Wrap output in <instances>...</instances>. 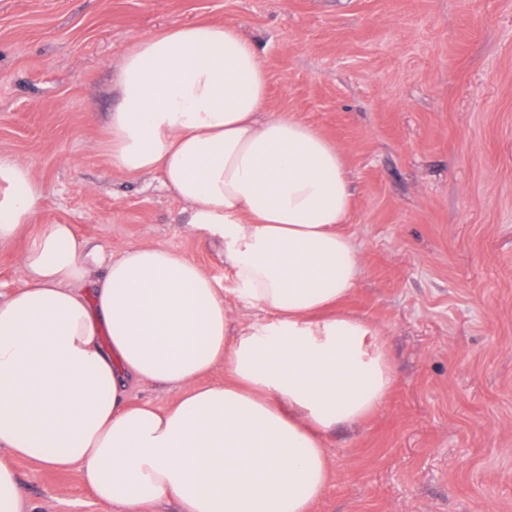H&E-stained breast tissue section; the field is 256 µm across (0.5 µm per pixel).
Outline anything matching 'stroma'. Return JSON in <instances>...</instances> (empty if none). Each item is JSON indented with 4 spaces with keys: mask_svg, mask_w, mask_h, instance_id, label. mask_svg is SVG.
Masks as SVG:
<instances>
[{
    "mask_svg": "<svg viewBox=\"0 0 512 512\" xmlns=\"http://www.w3.org/2000/svg\"><path fill=\"white\" fill-rule=\"evenodd\" d=\"M199 21L253 43L268 109L335 143L354 186L347 307L396 376L328 437L313 512H512V0H0V153L43 182L36 223L171 247L221 281L182 203L104 150L126 51ZM15 468L34 512H109L78 471Z\"/></svg>",
    "mask_w": 512,
    "mask_h": 512,
    "instance_id": "obj_1",
    "label": "stroma"
}]
</instances>
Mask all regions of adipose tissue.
I'll list each match as a JSON object with an SVG mask.
<instances>
[{
    "instance_id": "obj_1",
    "label": "adipose tissue",
    "mask_w": 512,
    "mask_h": 512,
    "mask_svg": "<svg viewBox=\"0 0 512 512\" xmlns=\"http://www.w3.org/2000/svg\"><path fill=\"white\" fill-rule=\"evenodd\" d=\"M117 84L110 164L158 174L231 285L167 247L113 256L42 225L0 299V512H32L15 458L78 470L114 512H313L333 475L327 436L374 414L395 378L380 327L345 308L363 262L343 155L267 110V71L231 25L141 40ZM44 198L0 155V246ZM234 303L255 317L232 325ZM219 364L223 382H208ZM144 383L179 395L130 401Z\"/></svg>"
}]
</instances>
